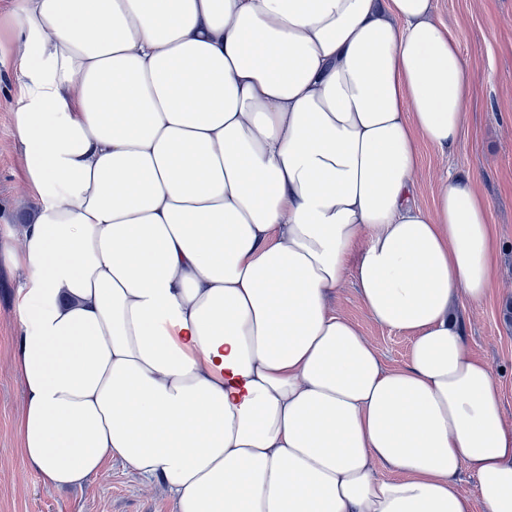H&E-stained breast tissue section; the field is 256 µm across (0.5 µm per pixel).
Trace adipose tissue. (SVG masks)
<instances>
[{"mask_svg": "<svg viewBox=\"0 0 512 512\" xmlns=\"http://www.w3.org/2000/svg\"><path fill=\"white\" fill-rule=\"evenodd\" d=\"M25 463L116 457L174 512H512V425L458 300L492 286L435 0H16ZM410 336L386 368L331 293ZM390 470L376 477L374 465ZM477 482L470 498L461 473Z\"/></svg>", "mask_w": 512, "mask_h": 512, "instance_id": "ef3b65f1", "label": "adipose tissue"}]
</instances>
